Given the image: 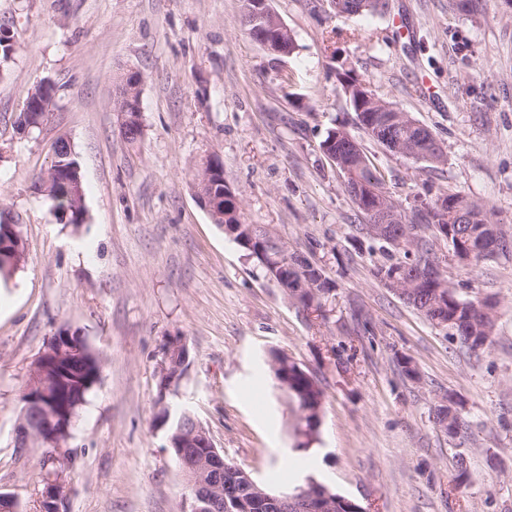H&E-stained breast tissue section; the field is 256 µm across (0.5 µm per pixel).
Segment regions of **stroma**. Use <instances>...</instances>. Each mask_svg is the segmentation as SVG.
<instances>
[{"label":"stroma","mask_w":512,"mask_h":512,"mask_svg":"<svg viewBox=\"0 0 512 512\" xmlns=\"http://www.w3.org/2000/svg\"><path fill=\"white\" fill-rule=\"evenodd\" d=\"M270 6L295 40L290 55L246 33L242 0H0L14 38L0 64V223L25 242L24 263L0 281V493L19 512L34 510L43 450L18 464L14 425L33 361L63 328L102 366L68 441L61 512H183L188 489L156 421L154 373L175 337L189 366L169 406L189 408L225 458L266 486L313 475L366 512H512V253L466 267L434 243L460 296L497 303L493 343L472 356L375 277L383 253L358 230L343 175L319 147L344 126L395 202L458 193L511 236L512 8L484 0L465 15L452 0H389L382 14L331 17L306 0ZM131 71L142 76L134 142L116 112ZM347 71L431 130L445 162L392 154L364 133L337 80ZM44 80L58 88L52 116L19 135ZM61 137L82 168L77 228L35 186ZM212 157L244 221L334 282L318 310L289 300L197 201ZM273 350L324 391L308 448ZM403 355L418 378L400 371ZM447 392L462 403L455 439L434 418Z\"/></svg>","instance_id":"35a3bbf8"}]
</instances>
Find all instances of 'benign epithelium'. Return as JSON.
I'll return each mask as SVG.
<instances>
[{
  "label": "benign epithelium",
  "instance_id": "obj_1",
  "mask_svg": "<svg viewBox=\"0 0 512 512\" xmlns=\"http://www.w3.org/2000/svg\"><path fill=\"white\" fill-rule=\"evenodd\" d=\"M288 31L282 21L268 28L264 38V47L271 53L281 44V34ZM323 154L345 173L353 177L352 163L347 156L339 155L328 147L322 148ZM199 203L216 219L228 210H236L237 198L231 187H226L222 194L206 195L196 192ZM442 223L432 225L437 238L448 236V224H470L473 222L468 210L455 205L449 209H441ZM243 235L236 242L253 252V256L267 262L269 247L273 246L283 256L288 250L280 242L267 236L257 239L247 225H239ZM496 237L494 230L471 238L462 245V257L458 261L465 264L473 255L485 253L493 248ZM380 280L402 298H407L408 289L413 287L407 273L401 271L390 276L383 275ZM425 281L436 291H441L447 284L442 272L437 268H428L422 273ZM323 294L313 287L289 291V298L297 303L314 304ZM68 338L56 335L47 344L31 368L30 378L24 395L27 397L29 413L34 418L20 420L17 425V443L30 445L36 443L45 448L43 455V492L42 500L46 502L44 512H60L66 482V470L70 459L66 443L71 435V427L75 418V408L59 407L61 395L73 388L67 379L63 364L67 358ZM188 360V349L185 344L175 342L163 351L158 364L156 377L159 379L158 405L166 415L171 409L166 403L168 395L177 391L185 374ZM273 369L281 389L288 391L293 384L292 377L303 373L297 363L288 355L278 352L273 359ZM301 422L304 423L302 433L314 437L317 435L323 418V399L317 397L313 408L305 405L300 408ZM167 447L175 451L174 460L184 477L189 491L190 505L186 512H253L261 502L284 504L295 512H333L336 506V495L326 488L318 486L320 480L314 476L305 477L298 493L289 495L283 490H271L264 487L250 472L242 469L228 470L224 456L209 434L208 430L194 417L186 414L179 416L178 423L167 430Z\"/></svg>",
  "mask_w": 512,
  "mask_h": 512
}]
</instances>
